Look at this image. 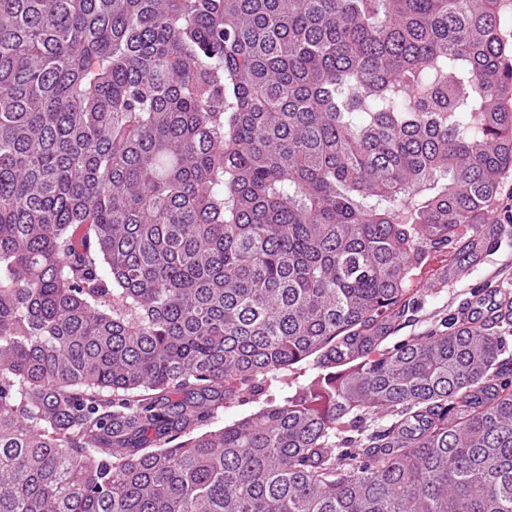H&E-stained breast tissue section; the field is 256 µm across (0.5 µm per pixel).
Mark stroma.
Here are the masks:
<instances>
[{"instance_id":"1","label":"stroma","mask_w":512,"mask_h":512,"mask_svg":"<svg viewBox=\"0 0 512 512\" xmlns=\"http://www.w3.org/2000/svg\"><path fill=\"white\" fill-rule=\"evenodd\" d=\"M512 172L502 180L493 213L481 220L477 236L482 248H472L462 238L455 250L430 252L414 277V294L404 315L395 323L386 340L393 346L427 332L456 315L467 312L471 303L486 293H512ZM319 373L314 360H306L293 369L268 380L263 399L235 402L221 410L215 426L221 427L256 412L264 398L282 400L291 387L309 383Z\"/></svg>"}]
</instances>
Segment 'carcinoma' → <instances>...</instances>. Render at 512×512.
<instances>
[{
  "mask_svg": "<svg viewBox=\"0 0 512 512\" xmlns=\"http://www.w3.org/2000/svg\"><path fill=\"white\" fill-rule=\"evenodd\" d=\"M500 10L0 0V512H512V329L383 345L512 170ZM293 367V369L288 371L280 372L277 379H269L265 392L259 399L227 404L221 410L217 419L214 420V423L204 427L202 430H195L193 434L230 424L235 420L256 412L264 405L268 398H273L276 402H280L283 397L291 393L295 386L309 383L321 372L315 365L312 357Z\"/></svg>",
  "mask_w": 512,
  "mask_h": 512,
  "instance_id": "cac0c4a2",
  "label": "carcinoma"
}]
</instances>
